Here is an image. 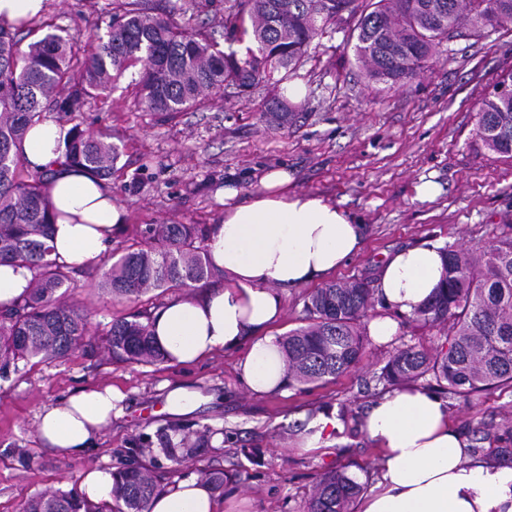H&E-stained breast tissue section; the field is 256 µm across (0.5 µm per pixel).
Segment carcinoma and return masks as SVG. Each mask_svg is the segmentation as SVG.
<instances>
[{
  "label": "carcinoma",
  "mask_w": 512,
  "mask_h": 512,
  "mask_svg": "<svg viewBox=\"0 0 512 512\" xmlns=\"http://www.w3.org/2000/svg\"><path fill=\"white\" fill-rule=\"evenodd\" d=\"M198 0H116L104 34L83 44L79 34L47 33L22 45L0 27V264L32 272L26 294L0 305V377L33 359L54 362L82 347L88 317L68 304L73 270L51 259L50 177L29 169L22 142L44 112H78L89 98L107 96L131 68L140 67L138 98L150 112L173 115L204 106L232 87L244 93L262 82L291 78L311 43L344 18L356 20L354 59L371 83L394 86L426 67L437 48L481 30L512 31V0H230L220 27L227 41L248 43L245 56L219 48L213 27L189 26ZM294 112L273 97L262 118L285 127ZM477 133L490 151L512 158V97L486 92ZM69 166L111 180L119 148L72 127L63 143ZM208 224H148L141 240L113 253L100 287L118 298L151 289L194 288L215 275L207 256ZM444 278L432 299L412 313L425 326L448 327L434 350L402 344L378 381L383 388L430 376L448 395L467 399L492 388H512V236L478 254L447 245ZM372 289L363 281H331L308 294L305 324L278 339L288 385L334 381L365 357ZM152 312L112 319L102 344L113 360L155 365L166 361L151 333ZM162 429L140 436L118 471L112 501H85L75 490L50 489L23 512H146L164 478L201 451ZM493 461L512 465V423L480 431ZM172 466L165 467L163 461ZM364 484L342 466L316 479L307 512H354Z\"/></svg>",
  "instance_id": "1"
}]
</instances>
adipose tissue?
<instances>
[{
  "label": "adipose tissue",
  "mask_w": 512,
  "mask_h": 512,
  "mask_svg": "<svg viewBox=\"0 0 512 512\" xmlns=\"http://www.w3.org/2000/svg\"><path fill=\"white\" fill-rule=\"evenodd\" d=\"M65 132L53 120L33 125L23 142L31 166L61 154ZM287 170L261 174L248 199L225 185L224 215L209 233L208 258L219 284L203 295H179L155 310L152 331L170 363L200 362L242 350L239 371L254 393L284 385L279 346L268 328L284 312L280 290L330 275L363 248L365 228L336 204L290 189ZM49 195L57 217L49 244L53 259L71 267L98 265L126 209L101 180L75 168L58 169ZM439 245L424 243L385 257L376 288L394 311L412 313L439 286ZM120 395L88 387L45 405L36 417L40 441L56 454L84 455L116 412ZM363 431L381 451V476L357 512H512V466L474 459L448 420L446 399L410 385L377 398ZM149 512H219L209 486L181 478L161 489Z\"/></svg>",
  "instance_id": "ef3b65f1"
}]
</instances>
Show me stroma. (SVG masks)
<instances>
[{
    "instance_id": "35a3bbf8",
    "label": "stroma",
    "mask_w": 512,
    "mask_h": 512,
    "mask_svg": "<svg viewBox=\"0 0 512 512\" xmlns=\"http://www.w3.org/2000/svg\"><path fill=\"white\" fill-rule=\"evenodd\" d=\"M113 0H47L45 16L71 29L82 19L106 27ZM354 22L347 19L316 39L293 78L306 89L292 123L270 130L260 119L271 99L266 85L237 94L226 91L199 111L166 118L146 111L133 85L137 70L119 79L112 94L85 102L81 111L53 113L63 129L80 126L109 138L120 151L108 188L129 215L113 247L134 242L148 224H215L225 184L241 197L254 175L285 168L296 190L318 195L367 227L362 253L336 271L335 280L372 282L384 254L431 241L471 252L485 250L512 232V161L487 150L476 135L485 90L512 68V32L485 31L443 43L436 62L400 86L371 85L354 63ZM432 182L433 200L417 188ZM101 267L82 269L67 294L87 312L86 345L62 362L28 364L0 380V512H22L49 487L77 488L92 466L122 465L121 449L134 437L179 423L189 441L207 446L184 469L203 477L212 469L241 471L219 505L227 512H307L309 491L322 473L345 464L372 486L379 472L377 448L361 430L364 413L380 389L374 377L394 346H436L435 327L399 321L392 342L368 341L356 371L319 385L286 387L257 395L240 379L238 355L226 352L202 363L136 365L113 361L100 332L113 317L158 309L175 289L120 299L98 288ZM181 383L207 395L189 415L164 412L163 386ZM109 384L124 399L123 413L105 428L95 448L80 458L54 454L41 443L36 416L81 387ZM342 407L348 417L337 443L304 446L313 407ZM451 422L474 441L479 428L512 421V389L448 402ZM245 446L263 452L261 465L235 455Z\"/></svg>"
}]
</instances>
